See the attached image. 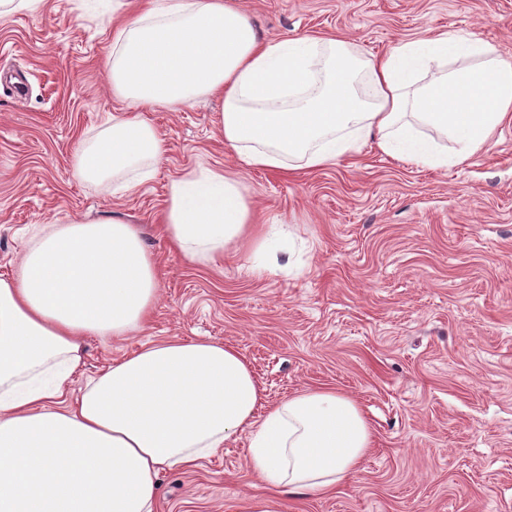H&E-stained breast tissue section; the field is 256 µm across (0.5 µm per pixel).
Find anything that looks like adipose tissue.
<instances>
[{
    "label": "adipose tissue",
    "mask_w": 512,
    "mask_h": 512,
    "mask_svg": "<svg viewBox=\"0 0 512 512\" xmlns=\"http://www.w3.org/2000/svg\"><path fill=\"white\" fill-rule=\"evenodd\" d=\"M104 68L126 109L80 144L73 175L124 195L167 152L146 112L205 97L220 101L224 147L245 170L321 169L369 144L445 170L512 123V61L485 40L441 33L366 57L340 37L261 38L236 0H112ZM162 228L195 264L245 248L268 257L253 274L277 264L241 178L208 165L171 180ZM159 296L140 231L117 216L51 225L0 279V512H157L162 470L241 436L257 477L292 494L360 472L373 434L352 397L323 388L269 402L228 344L143 347L67 398L86 338L140 330Z\"/></svg>",
    "instance_id": "adipose-tissue-1"
}]
</instances>
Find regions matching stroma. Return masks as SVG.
<instances>
[{"label": "stroma", "mask_w": 512, "mask_h": 512, "mask_svg": "<svg viewBox=\"0 0 512 512\" xmlns=\"http://www.w3.org/2000/svg\"><path fill=\"white\" fill-rule=\"evenodd\" d=\"M261 37L339 36L381 55L399 41L474 35L512 58V0H242ZM107 16L72 0L0 18V278L38 225L116 214L136 224L161 273L149 325L89 337L69 390L112 360L175 338L236 347L270 402L333 387L361 405L374 447L331 493L279 494L249 465L246 438L195 468L160 475L159 512H512V125L447 170L364 147L323 169L248 170L254 209L288 239L274 274L264 255L223 268L170 250L159 220L173 178L238 162L217 99L148 112L168 151L154 179L117 197L72 175L81 141L124 111L103 74Z\"/></svg>", "instance_id": "obj_1"}]
</instances>
